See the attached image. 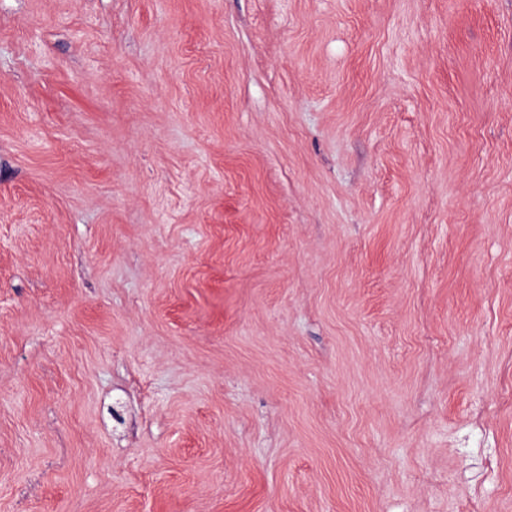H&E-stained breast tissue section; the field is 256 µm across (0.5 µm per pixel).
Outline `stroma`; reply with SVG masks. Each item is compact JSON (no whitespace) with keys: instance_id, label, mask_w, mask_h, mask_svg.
I'll return each mask as SVG.
<instances>
[{"instance_id":"1","label":"stroma","mask_w":512,"mask_h":512,"mask_svg":"<svg viewBox=\"0 0 512 512\" xmlns=\"http://www.w3.org/2000/svg\"><path fill=\"white\" fill-rule=\"evenodd\" d=\"M0 512H512V0H0Z\"/></svg>"}]
</instances>
